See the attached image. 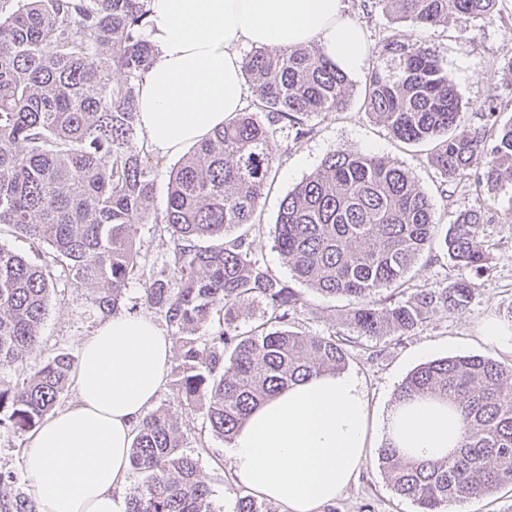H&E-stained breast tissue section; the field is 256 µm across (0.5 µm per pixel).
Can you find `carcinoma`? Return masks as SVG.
I'll return each mask as SVG.
<instances>
[{
	"label": "carcinoma",
	"mask_w": 512,
	"mask_h": 512,
	"mask_svg": "<svg viewBox=\"0 0 512 512\" xmlns=\"http://www.w3.org/2000/svg\"><path fill=\"white\" fill-rule=\"evenodd\" d=\"M148 0H0V224L42 250L32 261L0 246V366L22 368L0 379V427L38 428L70 384L71 354L31 362L39 347L56 272L92 290L103 314L118 310L128 280H145L144 301L176 328L172 395L201 401L208 429L230 441L250 412L278 390L313 374L345 369L334 336L290 329L299 295L264 268L249 238L276 157L272 140L299 116L344 108L347 73L312 45L246 56L260 120L241 112L182 156L170 174L162 218L152 216V179L137 125L138 82L155 55L143 36ZM499 0H376L391 23L428 28L464 16L483 22ZM363 105L405 143L434 140L428 163L448 182L478 171L489 188L512 185V122L497 103L485 123L461 129L457 91L426 44L393 35L375 51ZM158 222L172 239L165 269L140 262L141 225ZM480 214L455 215L444 245L457 265L481 273L489 255ZM433 205L408 170L378 155L328 153L280 204L274 247L293 276L324 295L357 299L350 323L361 336L404 334L437 311L462 313L476 283L459 279L417 288L384 308L382 288L405 279L434 237ZM261 297L270 317L240 329L241 309ZM203 327L208 333L199 336ZM231 349L224 358V349ZM448 402L465 423L461 445L436 461L402 455L387 443L379 465L392 489L417 512L512 484V366L480 356L431 361L400 385L396 400ZM165 407L145 414L130 466L144 475L126 512H217L198 459ZM0 512H35L27 495H0Z\"/></svg>",
	"instance_id": "carcinoma-1"
}]
</instances>
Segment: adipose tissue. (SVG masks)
I'll use <instances>...</instances> for the list:
<instances>
[{
  "mask_svg": "<svg viewBox=\"0 0 512 512\" xmlns=\"http://www.w3.org/2000/svg\"><path fill=\"white\" fill-rule=\"evenodd\" d=\"M156 53L139 83L138 127L173 155L244 106L241 50L318 45L343 71L369 52L345 0H149ZM173 340L148 316L116 315L80 344L76 401L33 436L25 455L36 512H121L117 494L136 427L167 381ZM464 429L447 402L394 404L385 438L438 460ZM370 448L369 409L356 375L316 374L257 407L224 450L235 478L284 512H322L354 479Z\"/></svg>",
  "mask_w": 512,
  "mask_h": 512,
  "instance_id": "ef3b65f1",
  "label": "adipose tissue"
}]
</instances>
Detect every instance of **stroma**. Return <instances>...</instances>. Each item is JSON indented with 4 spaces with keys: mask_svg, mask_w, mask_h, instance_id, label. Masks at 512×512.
Listing matches in <instances>:
<instances>
[{
    "mask_svg": "<svg viewBox=\"0 0 512 512\" xmlns=\"http://www.w3.org/2000/svg\"><path fill=\"white\" fill-rule=\"evenodd\" d=\"M346 2L369 46H377L383 38L398 33L409 41H423L435 51L462 100L463 127L473 129L482 125L483 104L491 99L498 102L501 120L512 118V72L504 67L505 58L512 56V0H500L493 22L452 18L428 28L392 25L374 0ZM371 66L367 59L358 70L349 73L347 105L343 111L304 117L309 133L303 138H295L290 130L277 135L272 183L259 202L257 227L251 236L252 251L261 264L304 301L295 317L297 330L309 336L333 335L345 340V370L362 380L368 399L374 450L357 479L322 512H416L412 498L397 495L379 468L377 450L385 440L377 427L394 403L398 387L421 360L479 355L512 364V352L483 338V326L488 320L512 326V186L492 190L471 177L446 182L428 163L432 143H404L365 111L362 100ZM338 149L385 157L409 170L419 189L430 198L436 234L430 250L417 259L408 273L413 287L445 286L468 277V270L450 261L444 236L456 211H481L482 237L491 263L477 277L478 292L466 311L435 312L403 335L362 336L349 321V312L356 304L353 297L326 296L294 279L274 247L280 203L288 191L320 165L327 153ZM102 320L91 305L89 290L73 288L64 279H56L40 327L42 357L60 351L78 355L81 340ZM155 403L168 408L177 419L186 437V451L198 458L201 477L213 490L216 507L220 512H233L236 497L244 487L234 480L224 461V438L206 430L203 408L173 402L168 386L163 387ZM30 442V434L0 429V492L12 495L26 491L23 461Z\"/></svg>",
    "mask_w": 512,
    "mask_h": 512,
    "instance_id": "obj_1",
    "label": "stroma"
}]
</instances>
